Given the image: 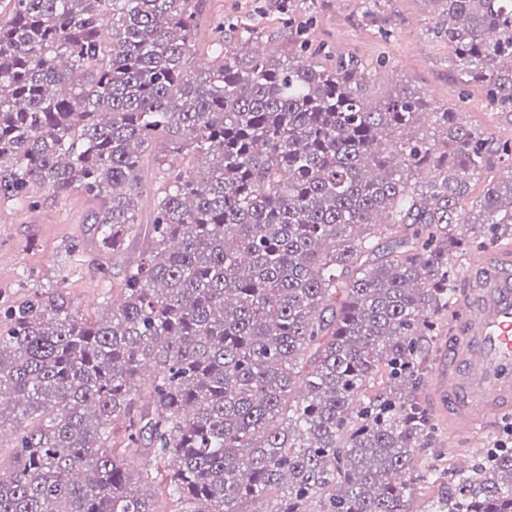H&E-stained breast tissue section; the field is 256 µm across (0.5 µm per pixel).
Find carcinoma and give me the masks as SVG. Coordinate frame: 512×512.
<instances>
[{
	"label": "carcinoma",
	"mask_w": 512,
	"mask_h": 512,
	"mask_svg": "<svg viewBox=\"0 0 512 512\" xmlns=\"http://www.w3.org/2000/svg\"><path fill=\"white\" fill-rule=\"evenodd\" d=\"M443 2L462 83L512 106V0ZM197 14L12 0L0 22V198L81 192L100 251L144 243L101 320L57 288L0 311V512H158L140 486L170 512H414L446 476L423 512H512V448L458 469L417 398L450 257L512 238V176L455 229L492 140L448 108L440 141L403 139L420 103L368 107L359 60L300 62L328 56L306 40L244 61L221 25L198 63Z\"/></svg>",
	"instance_id": "carcinoma-1"
}]
</instances>
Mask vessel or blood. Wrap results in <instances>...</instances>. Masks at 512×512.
<instances>
[{"label":"vessel or blood","instance_id":"b4317fda","mask_svg":"<svg viewBox=\"0 0 512 512\" xmlns=\"http://www.w3.org/2000/svg\"><path fill=\"white\" fill-rule=\"evenodd\" d=\"M464 283L448 356L429 383L453 437L472 435L492 414L512 408V247L473 256Z\"/></svg>","mask_w":512,"mask_h":512}]
</instances>
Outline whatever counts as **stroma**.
I'll use <instances>...</instances> for the list:
<instances>
[{"instance_id":"35a3bbf8","label":"stroma","mask_w":512,"mask_h":512,"mask_svg":"<svg viewBox=\"0 0 512 512\" xmlns=\"http://www.w3.org/2000/svg\"><path fill=\"white\" fill-rule=\"evenodd\" d=\"M282 10L279 0H202L194 39L204 54L216 24L236 40V25L248 24L264 44H275V57L293 53L298 38L324 45L331 55H352L366 74V102L407 93L418 98L423 115L414 128L417 137L439 139L433 115L446 108L466 113V124L493 139L497 150L488 169L470 181L462 202L472 200L490 179L512 175V109L490 104L484 86L462 85L459 65L448 39L441 0H291ZM94 207L87 195L43 193L38 208L22 209L1 200L0 211L11 217L0 225V306L28 298L35 291L62 284L73 309L97 318L112 305V283L90 273L92 262L112 268L138 258L141 245L131 243L119 255H101L92 241L88 215Z\"/></svg>"}]
</instances>
